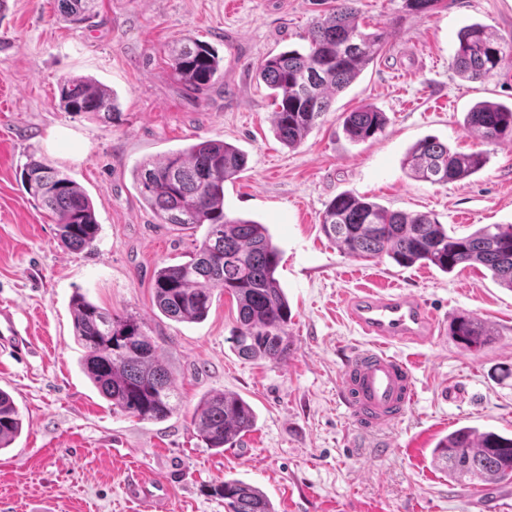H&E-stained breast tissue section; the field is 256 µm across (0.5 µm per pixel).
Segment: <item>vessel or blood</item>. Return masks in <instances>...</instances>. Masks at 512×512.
I'll return each instance as SVG.
<instances>
[{"mask_svg":"<svg viewBox=\"0 0 512 512\" xmlns=\"http://www.w3.org/2000/svg\"><path fill=\"white\" fill-rule=\"evenodd\" d=\"M347 309L376 344L352 352L343 373L341 395L360 428L378 431L394 425L416 394L410 364L388 354L386 345L434 340L436 321L419 300L389 287L354 296ZM1 344L18 350L25 346L15 314L7 309H0ZM127 493L144 512H158L170 497V487L160 479L136 480L128 484Z\"/></svg>","mask_w":512,"mask_h":512,"instance_id":"obj_1","label":"vessel or blood"}]
</instances>
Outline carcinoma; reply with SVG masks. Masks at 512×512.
I'll list each match as a JSON object with an SVG mask.
<instances>
[{"label": "carcinoma", "mask_w": 512, "mask_h": 512, "mask_svg": "<svg viewBox=\"0 0 512 512\" xmlns=\"http://www.w3.org/2000/svg\"><path fill=\"white\" fill-rule=\"evenodd\" d=\"M357 0H331L311 25L306 48L269 55L257 66L259 78L272 90V122L278 140L298 147L336 95L347 89L369 65L392 32L368 31L357 21ZM416 15L433 11L440 0H403ZM94 0H58L61 15L79 25L91 17ZM452 70L469 81L493 77L512 57V35L505 37L480 23L460 30ZM175 78L189 91L204 95L223 76L222 58L207 43L186 38L170 51ZM60 106L74 114L117 112L107 87L87 78L60 83ZM384 113L360 106L347 113L343 131L365 142L382 132ZM464 129L484 141L512 142V105L480 101L464 117ZM486 157L460 153L436 137L415 143L404 165L410 174L433 184L462 180L481 170ZM247 155L222 141L204 139L157 161L135 168V181L146 205L163 224L207 225L190 261L164 266L152 288L158 310L177 322L207 317L215 289L233 296L238 326L231 341L247 359L288 358V299L276 277L279 251L266 225L233 217L224 211V182L245 169ZM26 191L54 216L57 246L81 251L93 246L98 231L89 195L70 177L32 160L21 172ZM320 228L339 250L356 259L388 257L400 266L432 265L444 273L458 266H482L494 281L512 291V224H484L459 236L428 213L390 210L348 191L325 207ZM75 339L84 350L81 366L112 407L147 421H163L178 410L159 346L133 315H114L86 296L72 300ZM461 347L478 351L491 342L493 331L467 313L450 326ZM206 447L217 452L234 446L256 424L253 408L243 398L210 393L192 417ZM23 419L12 397L0 390V450L21 434ZM448 479L463 483H512V436L461 427L441 438L432 450ZM224 499L228 512H275L258 488L226 479L211 488Z\"/></svg>", "instance_id": "1"}]
</instances>
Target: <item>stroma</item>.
Returning <instances> with one entry per match:
<instances>
[{
	"label": "stroma",
	"instance_id": "1",
	"mask_svg": "<svg viewBox=\"0 0 512 512\" xmlns=\"http://www.w3.org/2000/svg\"><path fill=\"white\" fill-rule=\"evenodd\" d=\"M56 0H7L0 10V303L12 305L23 352L0 350V389L23 419L0 450V512H142L125 487L161 478L166 512H226L211 485L239 479L261 489L275 512H512V483L471 498L432 462L437 441L463 426L512 434V291L481 267L451 273L383 257L354 259L320 229L326 204L349 191L393 210L429 212L457 234L512 224V142H483L461 126L480 100L512 104V65L463 82L451 60L458 31L479 22L512 34V0H441L432 14L402 0H358L359 22L395 34L321 123L294 149L276 138L273 105L256 68L267 55L305 47L318 0H98L76 26ZM191 36L225 52L224 76L206 95L172 73L169 47ZM87 76L112 89L113 117L59 106L62 79ZM385 112L365 142L343 132L347 112ZM487 156L474 175L448 184L408 176L403 160L421 139ZM203 139L238 146L244 171L224 184L233 216L265 224L280 252L276 276L290 306L283 363L232 349L235 299L213 293L198 323L166 318L154 304L156 269L188 260L206 229L160 223L132 171L146 159ZM49 164L90 196L99 224L93 247L58 248L56 224L25 190L30 160ZM395 285L441 324L467 312L493 327L478 352L451 336L394 344L406 357L417 400L393 427L356 426L339 385L350 352L370 338L345 301L363 288ZM84 294L114 314H133L162 349L180 397L167 420L116 411L85 376L71 300ZM233 393L257 414L254 430L217 452L192 423L199 400Z\"/></svg>",
	"mask_w": 512,
	"mask_h": 512
}]
</instances>
